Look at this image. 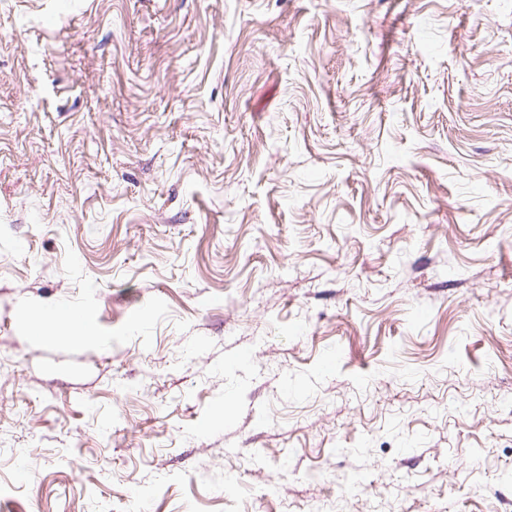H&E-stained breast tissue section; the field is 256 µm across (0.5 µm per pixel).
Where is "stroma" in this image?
<instances>
[{"label": "stroma", "mask_w": 512, "mask_h": 512, "mask_svg": "<svg viewBox=\"0 0 512 512\" xmlns=\"http://www.w3.org/2000/svg\"><path fill=\"white\" fill-rule=\"evenodd\" d=\"M138 492L512 512V0H0V512ZM29 323L39 332L65 331L72 337L86 338L85 322L81 316L65 310L62 313L46 314L33 310L27 314Z\"/></svg>", "instance_id": "obj_1"}]
</instances>
